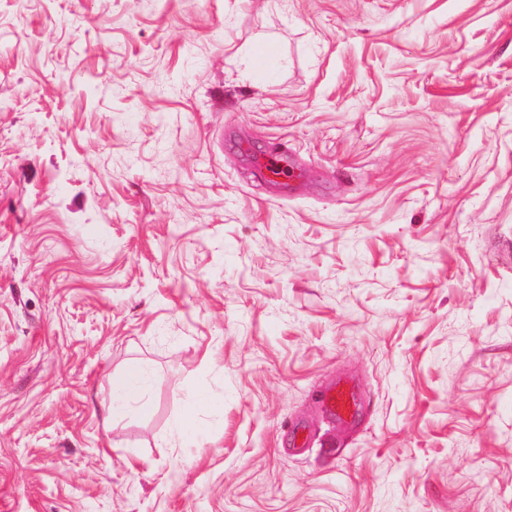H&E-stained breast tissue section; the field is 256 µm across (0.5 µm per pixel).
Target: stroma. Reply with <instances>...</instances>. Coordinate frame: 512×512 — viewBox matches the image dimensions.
Listing matches in <instances>:
<instances>
[{
	"mask_svg": "<svg viewBox=\"0 0 512 512\" xmlns=\"http://www.w3.org/2000/svg\"><path fill=\"white\" fill-rule=\"evenodd\" d=\"M0 512H512V0H0ZM250 158L253 168L261 177L289 179L294 176V168L284 153H271L264 157L251 156ZM151 380L152 374L150 370L140 363L133 364L124 372L113 375V405L115 402H119L121 405L134 403L141 413H148L150 411V403L144 397V392ZM318 402L330 418L346 424H354L357 421L361 408L356 386L347 377H339L335 383L324 387L319 394Z\"/></svg>",
	"mask_w": 512,
	"mask_h": 512,
	"instance_id": "35a3bbf8",
	"label": "stroma"
}]
</instances>
